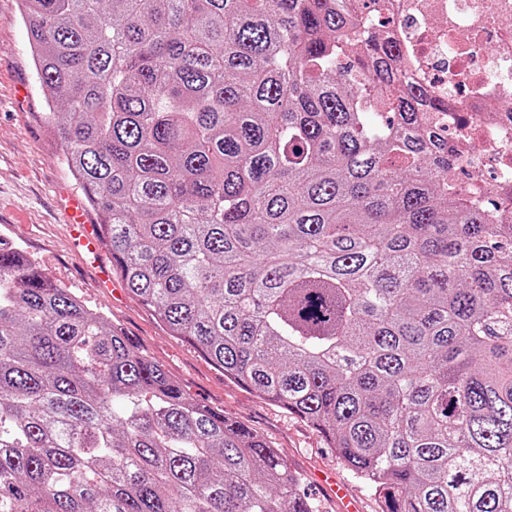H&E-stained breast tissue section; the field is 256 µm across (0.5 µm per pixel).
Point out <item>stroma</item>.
<instances>
[{
	"label": "stroma",
	"mask_w": 512,
	"mask_h": 512,
	"mask_svg": "<svg viewBox=\"0 0 512 512\" xmlns=\"http://www.w3.org/2000/svg\"><path fill=\"white\" fill-rule=\"evenodd\" d=\"M43 100L18 0H0V238L21 245L54 283L99 308L139 350L178 379L189 398L224 410L264 436L301 474L305 492L319 495L314 479L328 472L348 487L358 512H380L373 491L354 478L308 424L228 380L196 350L170 336L120 279H113L111 288L98 287L93 264L76 255L69 228L59 218L60 193L78 185L42 123Z\"/></svg>",
	"instance_id": "stroma-1"
}]
</instances>
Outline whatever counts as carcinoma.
Returning <instances> with one entry per match:
<instances>
[{
  "mask_svg": "<svg viewBox=\"0 0 512 512\" xmlns=\"http://www.w3.org/2000/svg\"><path fill=\"white\" fill-rule=\"evenodd\" d=\"M42 119L165 329L306 421L381 512H512V197L353 0H20ZM0 242V512H322Z\"/></svg>",
  "mask_w": 512,
  "mask_h": 512,
  "instance_id": "obj_1",
  "label": "carcinoma"
}]
</instances>
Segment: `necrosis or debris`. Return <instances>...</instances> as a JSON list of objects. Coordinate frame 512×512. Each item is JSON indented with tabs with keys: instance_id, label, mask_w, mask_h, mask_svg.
Segmentation results:
<instances>
[{
	"instance_id": "obj_1",
	"label": "necrosis or debris",
	"mask_w": 512,
	"mask_h": 512,
	"mask_svg": "<svg viewBox=\"0 0 512 512\" xmlns=\"http://www.w3.org/2000/svg\"><path fill=\"white\" fill-rule=\"evenodd\" d=\"M406 58L403 85L447 98L423 112L447 129L468 183L512 193V0H378Z\"/></svg>"
}]
</instances>
